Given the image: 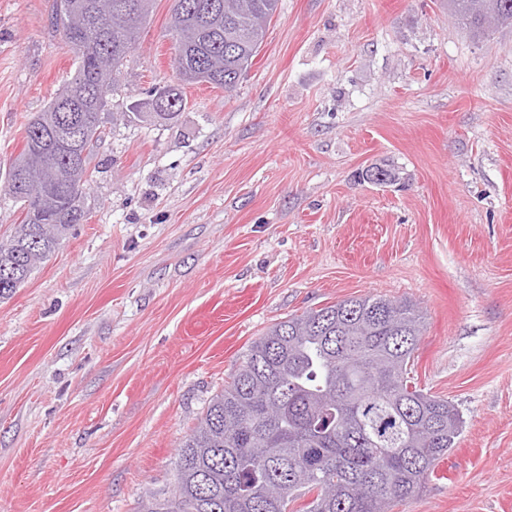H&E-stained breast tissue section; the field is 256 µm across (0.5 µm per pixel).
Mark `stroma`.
<instances>
[{
    "mask_svg": "<svg viewBox=\"0 0 512 512\" xmlns=\"http://www.w3.org/2000/svg\"><path fill=\"white\" fill-rule=\"evenodd\" d=\"M52 4L0 0V242L25 127L74 73ZM171 4L116 78L85 219L0 298V512L169 495L266 328L369 294L417 304L414 381L465 420L394 512H512V27L473 37L446 0H279L233 91L126 118L175 80ZM375 165L398 181H363Z\"/></svg>",
    "mask_w": 512,
    "mask_h": 512,
    "instance_id": "obj_1",
    "label": "stroma"
}]
</instances>
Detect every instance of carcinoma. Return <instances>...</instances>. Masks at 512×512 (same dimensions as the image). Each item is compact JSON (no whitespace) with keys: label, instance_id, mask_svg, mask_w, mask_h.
Returning <instances> with one entry per match:
<instances>
[{"label":"carcinoma","instance_id":"carcinoma-1","mask_svg":"<svg viewBox=\"0 0 512 512\" xmlns=\"http://www.w3.org/2000/svg\"><path fill=\"white\" fill-rule=\"evenodd\" d=\"M95 0H53L52 22L76 53L75 74L26 127L6 174L22 220L0 243V297L13 294L86 215L87 161L109 112L115 73L153 12L147 0L127 23L94 15ZM279 0H174L177 83L151 96L185 107L182 86L231 91L259 54ZM89 16L75 28L71 12ZM475 36L512 27V0H448ZM424 317L407 300L353 297L281 321L253 343L179 447L174 492L141 512H392L419 492L456 447L458 407L411 381Z\"/></svg>","mask_w":512,"mask_h":512}]
</instances>
